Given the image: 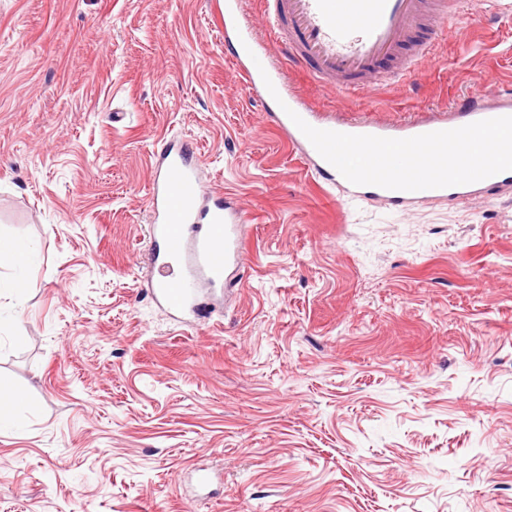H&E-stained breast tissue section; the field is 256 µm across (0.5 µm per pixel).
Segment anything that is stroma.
<instances>
[{
  "label": "stroma",
  "mask_w": 512,
  "mask_h": 512,
  "mask_svg": "<svg viewBox=\"0 0 512 512\" xmlns=\"http://www.w3.org/2000/svg\"><path fill=\"white\" fill-rule=\"evenodd\" d=\"M508 0L414 84L324 112L395 122L512 88ZM251 221L195 326L154 302L165 143ZM308 170L224 55L218 0H0V512H512V186L399 211ZM26 288L14 291L18 275ZM223 474L189 496L181 477Z\"/></svg>",
  "instance_id": "stroma-1"
}]
</instances>
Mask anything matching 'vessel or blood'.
I'll return each mask as SVG.
<instances>
[{
  "instance_id": "1",
  "label": "vessel or blood",
  "mask_w": 512,
  "mask_h": 512,
  "mask_svg": "<svg viewBox=\"0 0 512 512\" xmlns=\"http://www.w3.org/2000/svg\"><path fill=\"white\" fill-rule=\"evenodd\" d=\"M270 45L257 42L246 0H224L226 50L250 92L261 97L274 123L304 151L316 173L340 188L346 199L383 200L396 208L433 201L455 203L488 197L512 185V171L446 188L390 190L347 181L296 126L309 125L351 135L405 139L456 129L480 120L512 116V96L477 91L449 111L396 123L318 111L290 81L284 61L305 67L314 82L358 96L371 81L410 82L432 51L424 29L441 30L459 16L463 0H260ZM150 234L156 248L153 298L183 319L197 316L205 292L228 286L246 250L245 211L225 200L223 188L204 190L187 145L167 146L148 197Z\"/></svg>"
}]
</instances>
